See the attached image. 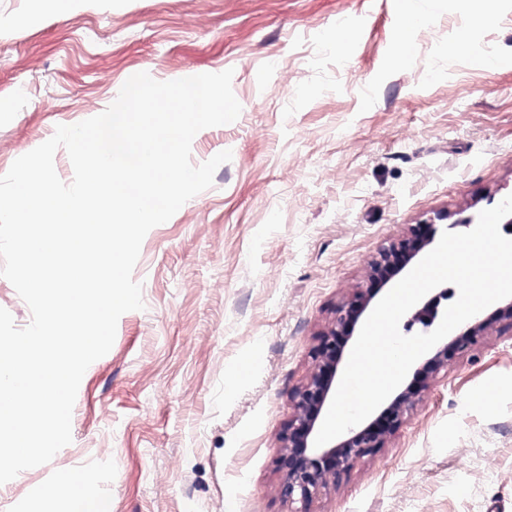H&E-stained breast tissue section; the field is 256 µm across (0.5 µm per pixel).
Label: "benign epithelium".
Wrapping results in <instances>:
<instances>
[{"mask_svg": "<svg viewBox=\"0 0 512 512\" xmlns=\"http://www.w3.org/2000/svg\"><path fill=\"white\" fill-rule=\"evenodd\" d=\"M437 231L435 221H424L412 225L405 235L382 247L369 263L366 287L357 289L336 310L330 327L319 336L312 351L314 370L293 392L294 414L281 436L277 466L282 473L280 493L288 502L308 503L336 483L356 462L384 447L387 439L403 426L430 382L465 356L487 329L488 320H477L459 335L443 341L428 362V372L397 394L376 419L366 426L349 430L337 443L314 447L319 420L336 391V371L356 325L376 291L388 285L430 245ZM447 298L446 291L433 296L415 314L416 320L427 328L433 327L441 301Z\"/></svg>", "mask_w": 512, "mask_h": 512, "instance_id": "1", "label": "benign epithelium"}]
</instances>
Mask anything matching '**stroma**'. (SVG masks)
Instances as JSON below:
<instances>
[{
	"mask_svg": "<svg viewBox=\"0 0 512 512\" xmlns=\"http://www.w3.org/2000/svg\"><path fill=\"white\" fill-rule=\"evenodd\" d=\"M398 3L74 0L59 14L0 0V175L139 72L233 69L242 107L195 135L194 164L231 160L145 236L144 309L86 370L71 443L0 484V512H62L70 469L109 512H294L280 435L337 307L410 225L474 220L512 194V0H416L410 30ZM306 512H512V321Z\"/></svg>",
	"mask_w": 512,
	"mask_h": 512,
	"instance_id": "obj_1",
	"label": "stroma"
}]
</instances>
